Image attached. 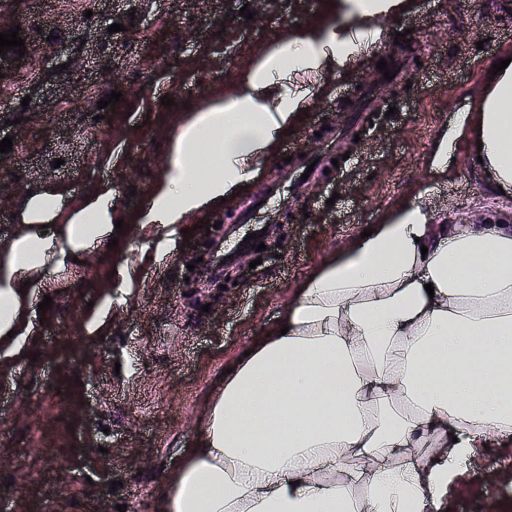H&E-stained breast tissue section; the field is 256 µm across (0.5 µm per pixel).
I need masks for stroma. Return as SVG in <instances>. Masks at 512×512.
Instances as JSON below:
<instances>
[{"mask_svg":"<svg viewBox=\"0 0 512 512\" xmlns=\"http://www.w3.org/2000/svg\"><path fill=\"white\" fill-rule=\"evenodd\" d=\"M115 23L123 31L110 32ZM379 24L382 37L356 62L323 74L335 95L314 97L246 188L187 225L162 228L135 217L165 171L175 128L231 92L269 43L352 30L356 16L342 0H0V31L18 29L26 47L23 67L0 81V140L13 139L0 153L12 176L0 186V247L41 189H66L75 202L110 182L112 217L124 222L76 258L50 263L33 331L0 369V512H155L225 370L275 329L325 260L413 202L436 223L512 213V191L500 192L477 163V127L456 137L445 170L430 164L459 116L479 111L493 64L512 58V0H402ZM81 29L90 38L80 40ZM404 31L408 42H396ZM92 55L112 58L116 73L65 70ZM383 58L394 62L392 80L377 68ZM359 90L382 103L358 141L337 142L350 165L289 192L281 256L245 269L222 306L198 312L184 295L206 222L233 216L274 180L286 145L321 155L318 131ZM114 91L119 103L98 108ZM111 147L119 158L108 169L100 159ZM47 295L51 308L38 311ZM504 455L483 449L466 481L512 512V482L495 478ZM483 497L455 492L448 507L479 512Z\"/></svg>","mask_w":512,"mask_h":512,"instance_id":"35a3bbf8","label":"stroma"}]
</instances>
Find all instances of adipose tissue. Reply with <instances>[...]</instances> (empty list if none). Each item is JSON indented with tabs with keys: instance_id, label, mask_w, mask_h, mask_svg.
I'll return each mask as SVG.
<instances>
[{
	"instance_id": "obj_1",
	"label": "adipose tissue",
	"mask_w": 512,
	"mask_h": 512,
	"mask_svg": "<svg viewBox=\"0 0 512 512\" xmlns=\"http://www.w3.org/2000/svg\"><path fill=\"white\" fill-rule=\"evenodd\" d=\"M355 51L332 30L268 45L234 94L175 131L139 223H185L248 183L309 106L278 75L340 69ZM475 123L483 169L512 189V64ZM217 136L223 165L195 175L190 147ZM40 198L50 231L0 249L4 365L31 333V272L112 222L111 183L67 211L62 190ZM281 323L225 375L157 512H445L483 446L512 448V218L432 224L405 205L308 278ZM427 447L435 460L407 454Z\"/></svg>"
}]
</instances>
